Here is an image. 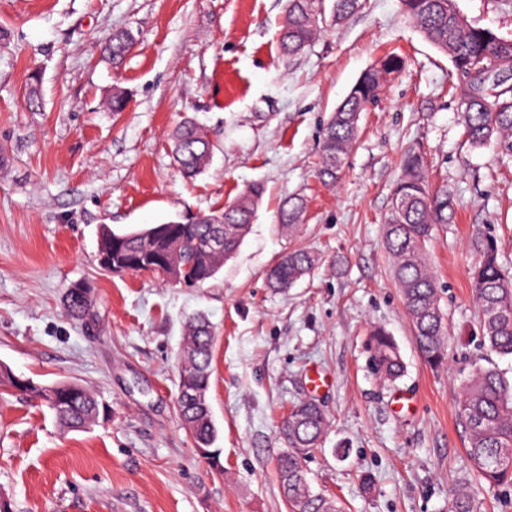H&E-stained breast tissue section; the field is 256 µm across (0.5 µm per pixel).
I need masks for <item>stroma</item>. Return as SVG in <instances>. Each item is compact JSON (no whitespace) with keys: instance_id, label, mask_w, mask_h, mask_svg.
I'll return each mask as SVG.
<instances>
[{"instance_id":"1","label":"stroma","mask_w":512,"mask_h":512,"mask_svg":"<svg viewBox=\"0 0 512 512\" xmlns=\"http://www.w3.org/2000/svg\"><path fill=\"white\" fill-rule=\"evenodd\" d=\"M285 0H0V368L50 385L73 381L102 405L65 432L37 401L0 384V495L13 512H290L276 473L278 427L302 401L330 426L306 463L315 491L343 512H449L469 483L481 512H512V486L479 480L456 422L474 363L512 380V359L480 346L468 269L490 237L512 269V154L466 143L448 93V57L399 0H363L282 55ZM468 21L512 37V0H455ZM136 45L120 68L114 31ZM396 51L404 66L362 113L336 185L317 176L321 131L359 76ZM37 71L41 105L26 103ZM124 111H111L114 89ZM194 120L213 145L208 169L183 176L172 137ZM454 200L426 245L451 337L444 367L420 357L383 245L409 149ZM258 218L216 280L188 288L148 272H108L101 225L131 230L223 209L247 185ZM307 203L296 233L279 230L284 198ZM319 257L293 288H268L288 250ZM91 288L88 317L65 292ZM216 332L208 400L216 461L201 458L176 410L183 323ZM382 326L405 364L394 385L375 373L369 333ZM320 370L328 385L313 389ZM348 449L337 457V449ZM134 41V35L126 30L116 31L112 34V39L106 49L116 68L122 64L125 56L132 49Z\"/></svg>"}]
</instances>
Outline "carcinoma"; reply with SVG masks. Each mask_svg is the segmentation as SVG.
Here are the masks:
<instances>
[{
    "label": "carcinoma",
    "instance_id": "obj_1",
    "mask_svg": "<svg viewBox=\"0 0 512 512\" xmlns=\"http://www.w3.org/2000/svg\"><path fill=\"white\" fill-rule=\"evenodd\" d=\"M362 0H334L330 21L344 23L361 7ZM402 11L420 33L452 65V92L459 97L464 134L474 149L493 147L512 153V88L496 81L494 73L512 67V37L469 23L454 0H400ZM325 22L324 0H286L279 43L289 55L301 53ZM134 35L116 31L107 46L112 64L120 66L132 49ZM403 66V58L388 53L366 69L346 98L331 113L323 128L319 175L334 184L348 151L359 133L361 113L383 93L389 76ZM472 70L485 74L481 99L472 96L466 76ZM174 159L183 175L193 178L209 165L212 144L196 124L185 121L173 134ZM404 176L393 194L395 205L385 225L383 243L393 259V271L403 305L412 324L417 348L434 367L446 362L449 329L440 306L436 277L426 258V243L435 226L448 223L452 202L448 191L431 188L424 155L415 150L403 160ZM264 194L260 183L248 185L224 210L205 214L181 224L169 220L141 231L118 233L101 230L99 263L107 270L130 266L136 272L159 267L187 269L184 284L199 287L216 279L224 262L242 245L253 224ZM305 209L303 199L293 197L281 206L277 223L292 232ZM477 263L469 275L479 312L483 344L500 356L512 358V272L497 260L494 245L475 240ZM315 256L303 247L282 255L266 273V282L276 291H286L310 274ZM69 314L86 317L90 303L70 286L65 296ZM185 344L178 367L177 411L195 448L212 459L217 429L207 400L210 388L211 354L215 334L203 315L190 318L184 329ZM372 363L376 374L394 382L404 372L399 349L390 334L376 327L370 335ZM0 384L9 385L39 400L67 431H83L96 422L100 404L95 396L75 382L44 387L28 380L18 382L8 372ZM457 417L468 439L467 456L477 474L491 485L512 484V382L496 369L476 365L462 380ZM329 422L323 410L310 401L295 405V412L280 426L287 450L280 456L278 479L291 512H341L333 500L315 492L303 469V456L321 447ZM450 512H480L474 491L466 483L451 493Z\"/></svg>",
    "mask_w": 512,
    "mask_h": 512
}]
</instances>
